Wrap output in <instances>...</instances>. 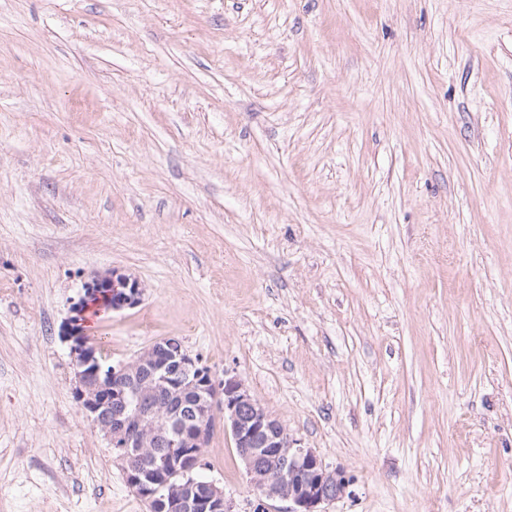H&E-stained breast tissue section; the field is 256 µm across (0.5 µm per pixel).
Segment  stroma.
<instances>
[{
	"instance_id": "35a3bbf8",
	"label": "stroma",
	"mask_w": 512,
	"mask_h": 512,
	"mask_svg": "<svg viewBox=\"0 0 512 512\" xmlns=\"http://www.w3.org/2000/svg\"><path fill=\"white\" fill-rule=\"evenodd\" d=\"M114 269L108 360L240 377L326 512H512V0H0V512H149L61 337Z\"/></svg>"
}]
</instances>
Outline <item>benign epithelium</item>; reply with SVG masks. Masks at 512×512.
<instances>
[{"mask_svg": "<svg viewBox=\"0 0 512 512\" xmlns=\"http://www.w3.org/2000/svg\"><path fill=\"white\" fill-rule=\"evenodd\" d=\"M141 289L137 280L114 269L93 278L74 307L64 339L72 342L77 390L83 410L111 443L125 450L127 474L136 492L153 512H232L224 491L215 482L196 492L194 481L185 485L177 500L165 505L167 470L187 474L201 466L205 447L216 422L224 413V430L230 432L244 464L250 485L265 501H285L286 512H321V506L352 494V480L340 468L325 465L312 448L301 446L287 429L272 418L238 377L226 372L214 380L211 372L174 338L154 343L129 362L112 367V417H107L98 349L82 331L85 309L98 306L121 310L137 305ZM194 393L185 403L179 393ZM278 461L272 473L267 459Z\"/></svg>", "mask_w": 512, "mask_h": 512, "instance_id": "benign-epithelium-1", "label": "benign epithelium"}]
</instances>
